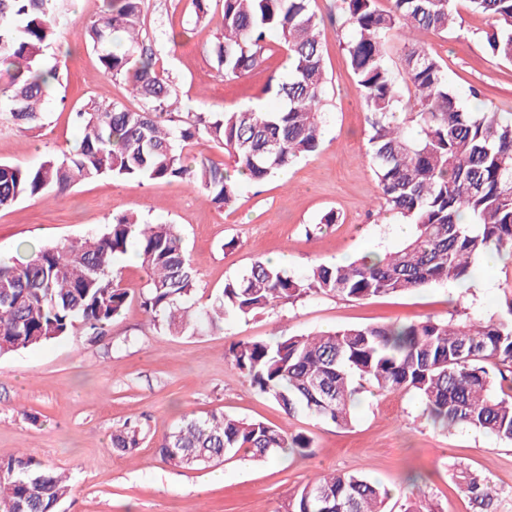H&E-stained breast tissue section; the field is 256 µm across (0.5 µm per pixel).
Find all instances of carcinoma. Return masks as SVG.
<instances>
[{
	"instance_id": "cac0c4a2",
	"label": "carcinoma",
	"mask_w": 512,
	"mask_h": 512,
	"mask_svg": "<svg viewBox=\"0 0 512 512\" xmlns=\"http://www.w3.org/2000/svg\"><path fill=\"white\" fill-rule=\"evenodd\" d=\"M489 21L484 39L493 57L512 62V0H337L350 28L344 41L370 129L368 157L377 199L413 228L377 261L364 256L320 264L302 278L257 260L224 283L211 303L194 300L196 273L174 224H147L133 212L79 241L40 247L24 263H0V354L60 340L78 325L105 335L125 310L131 288L115 266L134 250L150 279L142 306L158 333L221 329L224 318H246L310 295L368 299L433 283L464 288L474 259L490 250L512 253V113L465 112L440 62L417 40L450 31L459 2ZM313 0H222L224 38L212 54L224 76H241L263 61L266 38L280 36L285 75L265 92L274 109L198 113L175 120L171 80L139 41L142 0H104L105 16L79 33L103 71L121 78L142 101L94 106L76 117L81 139L61 157L33 168L0 164V208L29 197L58 198L103 176L179 181L203 190L220 209L236 205L239 177L261 182L315 153L324 123L325 63ZM66 0H0V112L38 125L42 104L58 81L41 68L43 52L61 41ZM124 36L128 49L112 43ZM403 42L400 69L393 39ZM211 142L233 159V171L198 146ZM466 214L470 223H460ZM230 363L251 387L290 417L312 414L339 427L353 420L365 386L412 392L423 413L443 429L468 428L512 442V320H425L353 326L275 342L250 340L228 349ZM143 429L126 422L112 433L123 451L139 447ZM310 439L260 421L214 410L186 418L159 444L163 460L205 469L245 450L257 458L303 454ZM456 480L476 512H494L488 482L466 468ZM69 477L20 453H0V512H58ZM388 490L362 475L316 477L280 512H383Z\"/></svg>"
}]
</instances>
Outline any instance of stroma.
Masks as SVG:
<instances>
[{
    "instance_id": "stroma-1",
    "label": "stroma",
    "mask_w": 512,
    "mask_h": 512,
    "mask_svg": "<svg viewBox=\"0 0 512 512\" xmlns=\"http://www.w3.org/2000/svg\"><path fill=\"white\" fill-rule=\"evenodd\" d=\"M324 33L326 121L321 146L287 175L243 182L230 209H218L200 190L177 181L101 177L55 200L26 198L0 210V260L24 261L34 247L79 240L130 211L147 222L181 229L196 270V297L207 302L225 282L259 258L288 254V272L303 277L320 263H347L394 250L401 236L380 209L367 156L369 129L355 76L341 48L348 31L334 0H314ZM103 0H69L65 46H51L44 65L59 81L43 107L42 125L22 129L0 115V162L23 167L69 152L79 137L74 120L87 104L141 106L122 79L101 69L80 31L102 16ZM146 45L168 69L179 114L235 111L267 102L265 89L284 75L286 52L270 39L262 63L238 78L218 71L211 46L224 33L221 6L196 18L191 0H142ZM189 30L187 40L168 35ZM486 19L468 12L453 31L420 39L443 66L464 110L512 112V64L493 59L483 39ZM478 96H471L470 88ZM334 212L337 221L321 218ZM466 287L439 283L399 295L352 300L304 297L247 318L229 317L220 330L195 336L157 333L131 297L108 333L92 339L75 328L63 339L0 355V451L16 450L71 477L61 512H277L316 476L352 473L380 481L391 493L388 512L408 506L410 472L436 512H472L455 473L466 467L496 489V512H512V443L461 428L445 431L424 415L411 393L360 395L351 425L286 415L255 391L225 354L232 343L351 326L402 324L428 317L460 320L499 311L512 292V254L476 259ZM213 410L303 433L306 454L263 462L238 454L201 470L162 460L158 446L183 417ZM139 419L145 438L121 452L112 433Z\"/></svg>"
}]
</instances>
